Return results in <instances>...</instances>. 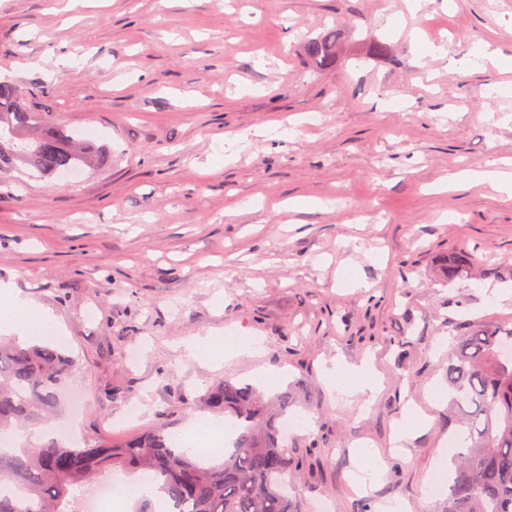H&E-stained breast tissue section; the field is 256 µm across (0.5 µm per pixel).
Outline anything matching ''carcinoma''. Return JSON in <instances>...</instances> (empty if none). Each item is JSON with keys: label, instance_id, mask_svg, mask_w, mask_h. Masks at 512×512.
Segmentation results:
<instances>
[{"label": "carcinoma", "instance_id": "1", "mask_svg": "<svg viewBox=\"0 0 512 512\" xmlns=\"http://www.w3.org/2000/svg\"><path fill=\"white\" fill-rule=\"evenodd\" d=\"M339 39L338 30H326L305 42L304 54L316 68H330ZM101 160L94 143L42 122L13 84L0 82V169L24 166L50 178ZM467 265V255L451 256L442 274L451 280ZM511 341V321L473 324L453 339L448 392L468 435L448 476L442 512H512V354L505 350ZM71 372L62 346L0 336V439L46 425ZM204 401L239 421L233 450L220 464L199 466L162 427L119 445L27 439L0 446V512H86L90 487L118 469L150 476L168 512H295L288 471L299 466L300 449L280 430L292 397L277 396L273 415L255 387L221 380Z\"/></svg>", "mask_w": 512, "mask_h": 512}]
</instances>
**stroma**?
<instances>
[{"label": "stroma", "instance_id": "obj_1", "mask_svg": "<svg viewBox=\"0 0 512 512\" xmlns=\"http://www.w3.org/2000/svg\"><path fill=\"white\" fill-rule=\"evenodd\" d=\"M67 2L0 0V81L105 156L66 180L0 171V283L76 361L84 406L63 423L91 444L178 435L213 419L217 379L287 391L313 421L292 435L299 512H440L453 338L512 321V297L486 292L512 284V201L445 185L512 159V0ZM331 27L341 60L313 71L302 45ZM489 38L499 61L472 68ZM276 121L283 137L259 135ZM228 133L249 147L225 156ZM465 247L493 265L444 280ZM225 334L258 348L210 356ZM340 366L375 369L376 398L335 382Z\"/></svg>", "mask_w": 512, "mask_h": 512}]
</instances>
